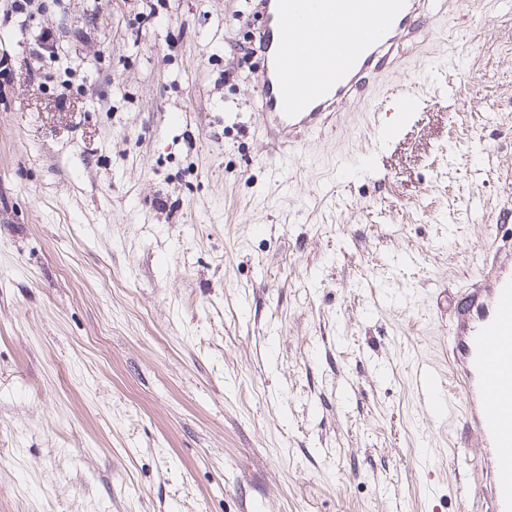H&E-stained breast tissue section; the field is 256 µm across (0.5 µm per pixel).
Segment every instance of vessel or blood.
<instances>
[{
  "label": "vessel or blood",
  "instance_id": "b4317fda",
  "mask_svg": "<svg viewBox=\"0 0 512 512\" xmlns=\"http://www.w3.org/2000/svg\"><path fill=\"white\" fill-rule=\"evenodd\" d=\"M425 0H246L234 17L254 27L261 48L250 81L251 118L269 157L285 172L313 138L335 127L345 104L376 96L377 108H418L390 77L401 49L434 41L439 19L422 21ZM486 285L461 291L448 336L451 384L417 366L427 413L454 417L465 446L479 449L468 498L472 512H512V271L485 258Z\"/></svg>",
  "mask_w": 512,
  "mask_h": 512
}]
</instances>
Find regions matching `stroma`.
<instances>
[{
	"label": "stroma",
	"instance_id": "1",
	"mask_svg": "<svg viewBox=\"0 0 512 512\" xmlns=\"http://www.w3.org/2000/svg\"><path fill=\"white\" fill-rule=\"evenodd\" d=\"M235 8L0 24V512H467L413 366L447 380L433 288L512 237V0L403 51L396 140L351 101L276 183ZM256 54L252 37L234 45L229 52L224 53V79L228 81Z\"/></svg>",
	"mask_w": 512,
	"mask_h": 512
}]
</instances>
